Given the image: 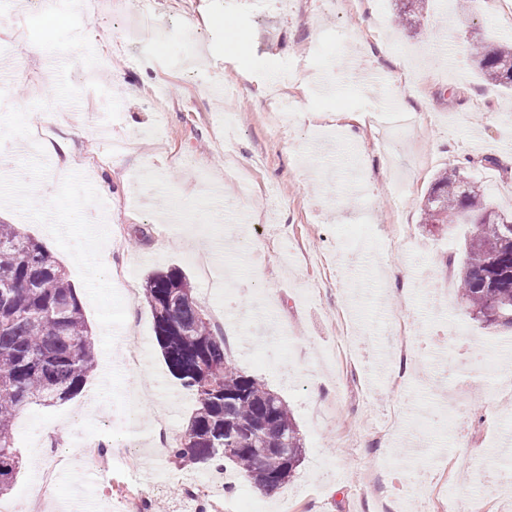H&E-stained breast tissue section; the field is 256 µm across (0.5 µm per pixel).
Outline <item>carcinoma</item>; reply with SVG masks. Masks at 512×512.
<instances>
[{
  "instance_id": "cac0c4a2",
  "label": "carcinoma",
  "mask_w": 512,
  "mask_h": 512,
  "mask_svg": "<svg viewBox=\"0 0 512 512\" xmlns=\"http://www.w3.org/2000/svg\"><path fill=\"white\" fill-rule=\"evenodd\" d=\"M426 2L396 0L398 22L421 27ZM471 57L485 80L512 88V46L476 43ZM489 208L481 187L453 166L436 174L422 214L425 225L442 230L470 219L457 274L460 297L485 326H512V215L495 210L480 219ZM143 294L171 375L195 397L187 428L167 448L168 461L183 469L230 465L262 490L286 483L295 469L286 468L278 448L288 439L297 461L303 449L288 404L232 366L224 338L214 334L180 269L147 275ZM94 366L90 331L65 269L20 226L0 224V495L20 472L15 417L33 405L67 402Z\"/></svg>"
}]
</instances>
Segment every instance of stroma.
Here are the masks:
<instances>
[{"label":"stroma","mask_w":512,"mask_h":512,"mask_svg":"<svg viewBox=\"0 0 512 512\" xmlns=\"http://www.w3.org/2000/svg\"><path fill=\"white\" fill-rule=\"evenodd\" d=\"M455 3L429 0L417 34L397 24L395 0L339 11L149 0L141 20L130 0H101L84 24L81 0L52 12L15 0L16 13H0V65L15 72L0 84V224L22 225L64 267L96 354L71 401L15 418L23 467L0 506L22 504L51 443L66 464L40 512H125L129 478L84 464L90 437L153 471L151 497L168 512H199L228 486L224 512L256 501L281 512L287 500L292 512H422L401 488L407 474L425 475L437 498L512 512V493L491 480L512 456L496 449L512 436V390L497 372L512 364V327L472 320L448 275L469 225L421 224L435 175L476 143L499 164L464 175L512 213V92L488 84L469 52L511 43L512 14L499 0L479 14ZM138 20L152 41L125 36ZM274 89L296 105L277 130ZM47 121L74 155L67 176L31 136ZM121 266L139 283L179 268L208 314L234 303L228 357L290 406L304 446L280 489L259 495L234 469L213 479L157 460L156 416L177 438L195 399L170 376L141 292L114 279ZM393 275L403 291L390 292ZM134 351L143 362L131 369ZM207 480L208 497L185 505L181 483Z\"/></svg>","instance_id":"obj_1"}]
</instances>
